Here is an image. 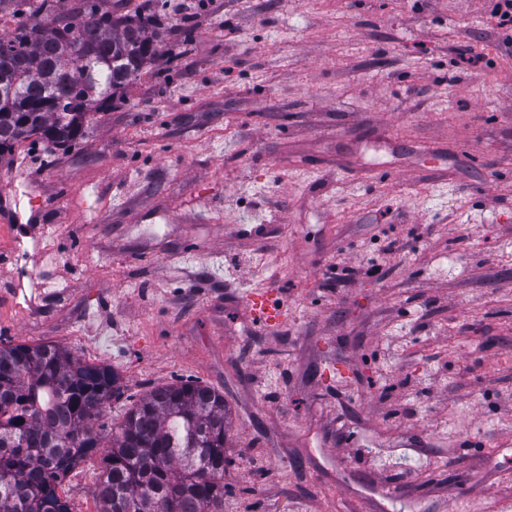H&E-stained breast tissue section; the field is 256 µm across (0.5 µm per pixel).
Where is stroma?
<instances>
[{
	"instance_id": "1",
	"label": "stroma",
	"mask_w": 512,
	"mask_h": 512,
	"mask_svg": "<svg viewBox=\"0 0 512 512\" xmlns=\"http://www.w3.org/2000/svg\"><path fill=\"white\" fill-rule=\"evenodd\" d=\"M103 3L155 12L158 52L76 142L0 155V343L111 367L110 424L223 391L224 512H512V55L483 0ZM393 224L380 277L335 279ZM100 471L62 483L76 512Z\"/></svg>"
}]
</instances>
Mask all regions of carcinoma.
<instances>
[{"instance_id":"obj_1","label":"carcinoma","mask_w":512,"mask_h":512,"mask_svg":"<svg viewBox=\"0 0 512 512\" xmlns=\"http://www.w3.org/2000/svg\"><path fill=\"white\" fill-rule=\"evenodd\" d=\"M155 15L73 13L34 0L30 18L0 37V154L38 136L68 145L90 112H104L157 54ZM108 366L55 345L0 346V512H74L59 487L110 436L95 489L99 512H223L224 392L193 384L157 387L124 419L104 421L120 397Z\"/></svg>"}]
</instances>
